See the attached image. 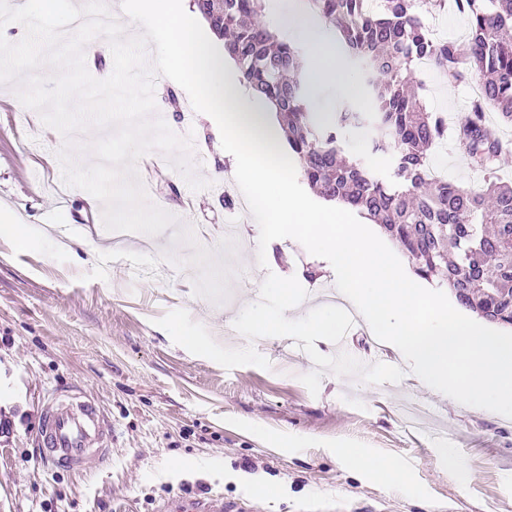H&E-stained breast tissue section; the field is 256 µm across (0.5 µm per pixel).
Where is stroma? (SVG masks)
<instances>
[{
	"label": "stroma",
	"instance_id": "35a3bbf8",
	"mask_svg": "<svg viewBox=\"0 0 512 512\" xmlns=\"http://www.w3.org/2000/svg\"><path fill=\"white\" fill-rule=\"evenodd\" d=\"M426 26L464 41L467 16L416 0ZM417 95L450 119L427 163L450 182L480 186L455 130L473 99L472 76L416 72ZM155 114L189 139L193 191L170 158L140 172L153 204L176 223L117 247L104 281L90 249L58 248L80 237L86 191L63 178L65 142L34 109L19 111L0 84V512H156L176 496L223 495L253 512H512V418L454 404L404 378L368 384L314 364L295 339L225 337L260 298L267 274L304 289L335 288L298 243L271 242L257 259L259 225L216 123L187 92L161 78ZM369 128L343 136L347 157L374 158L388 175L395 145L371 151ZM209 240L210 264L192 265L184 241ZM82 389L115 430L110 461L85 473L48 468L35 442L39 404L54 389ZM469 470L449 477L443 448ZM401 462L395 490L347 449Z\"/></svg>",
	"mask_w": 512,
	"mask_h": 512
}]
</instances>
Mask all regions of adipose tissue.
<instances>
[{"label": "adipose tissue", "instance_id": "obj_1", "mask_svg": "<svg viewBox=\"0 0 512 512\" xmlns=\"http://www.w3.org/2000/svg\"><path fill=\"white\" fill-rule=\"evenodd\" d=\"M280 33L302 41L314 61L311 78L314 85L332 82L351 100H358L356 82L344 68L335 43L326 39L303 0H293V6L278 20Z\"/></svg>", "mask_w": 512, "mask_h": 512}]
</instances>
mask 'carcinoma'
Here are the masks:
<instances>
[{
	"label": "carcinoma",
	"mask_w": 512,
	"mask_h": 512,
	"mask_svg": "<svg viewBox=\"0 0 512 512\" xmlns=\"http://www.w3.org/2000/svg\"><path fill=\"white\" fill-rule=\"evenodd\" d=\"M267 0H193L224 40L241 82L274 111L308 184L381 226L401 244L415 273L450 288L480 317L512 326V185L489 181L463 188L437 178L425 151L447 134L443 115L429 112L406 89L418 58L450 79L479 76L482 96L457 130L470 160L496 172L501 147L485 114L512 125V0H456L469 18L464 43L431 40L415 0H305L341 47L362 62L376 102L373 123L398 148L391 179L361 159L340 157V133L366 122L360 112H316L302 44L278 36Z\"/></svg>",
	"instance_id": "cac0c4a2"
}]
</instances>
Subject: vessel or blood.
I'll return each mask as SVG.
<instances>
[{"instance_id":"vessel-or-blood-1","label":"vessel or blood","mask_w":512,"mask_h":512,"mask_svg":"<svg viewBox=\"0 0 512 512\" xmlns=\"http://www.w3.org/2000/svg\"><path fill=\"white\" fill-rule=\"evenodd\" d=\"M37 440L44 463L59 471H86L106 462L115 438L111 421L80 391L49 392L41 410ZM159 512H248L246 505H229L223 496L167 500Z\"/></svg>"}]
</instances>
